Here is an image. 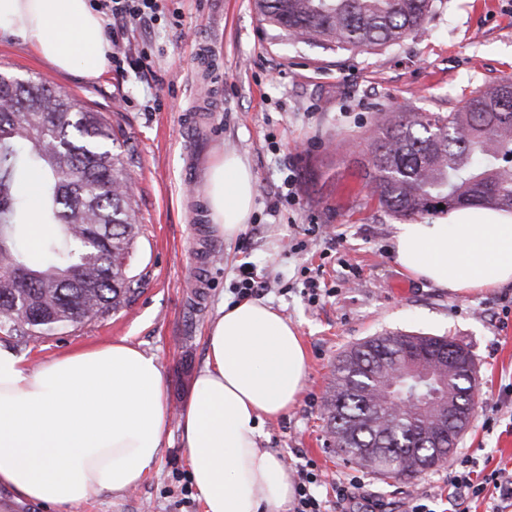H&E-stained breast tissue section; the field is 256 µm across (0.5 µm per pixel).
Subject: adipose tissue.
Returning a JSON list of instances; mask_svg holds the SVG:
<instances>
[{"label":"adipose tissue","instance_id":"1","mask_svg":"<svg viewBox=\"0 0 512 512\" xmlns=\"http://www.w3.org/2000/svg\"><path fill=\"white\" fill-rule=\"evenodd\" d=\"M88 0H0V37L34 46L65 72L100 77L111 51ZM255 176L239 154L206 174L215 231L235 238L253 211ZM404 272L467 295L512 284V214L466 207L448 218L395 227ZM207 356L179 415L204 512H288L285 460L261 447L264 421L299 396L307 356L296 329L271 304L219 309ZM163 372L155 355L120 340L30 366L0 344V485L16 499L74 507L100 492L139 485L161 452Z\"/></svg>","mask_w":512,"mask_h":512}]
</instances>
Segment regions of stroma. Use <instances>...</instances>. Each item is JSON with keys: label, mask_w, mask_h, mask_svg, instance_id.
<instances>
[{"label": "stroma", "mask_w": 512, "mask_h": 512, "mask_svg": "<svg viewBox=\"0 0 512 512\" xmlns=\"http://www.w3.org/2000/svg\"><path fill=\"white\" fill-rule=\"evenodd\" d=\"M122 68L97 79L59 73L26 43L0 38V70L42 76L80 96L123 131L111 149L132 155L129 177L143 226L131 258L139 281L130 304L88 327L41 340L0 332V343L31 364L127 339L160 361L167 420L158 461L137 487L102 491L76 507L16 500L0 487V512H204L194 492L179 414L206 357L205 336L224 303L239 299L242 272L265 282L261 297L296 327L307 373L296 404L265 422L264 447L289 470L313 462L317 492L361 480L366 498L404 512L426 495L448 507L451 461L469 456L512 469V287L457 295L403 272L393 253L396 216L370 197L368 138L382 112H457L512 76V0H443L421 37L373 53L322 51L276 37L254 0H160L150 28L125 29ZM211 51L222 82H204L196 52ZM148 60H140V53ZM197 112L192 134L187 113ZM246 157L256 179L250 221L232 240L211 227L205 175L224 153ZM204 266V287L188 285ZM389 333L448 336L478 369L473 415L445 462L415 478L391 480L325 446L324 405L340 356ZM498 416L494 431L485 420Z\"/></svg>", "instance_id": "35a3bbf8"}]
</instances>
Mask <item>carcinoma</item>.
Returning <instances> with one entry per match:
<instances>
[{"label":"carcinoma","instance_id":"obj_1","mask_svg":"<svg viewBox=\"0 0 512 512\" xmlns=\"http://www.w3.org/2000/svg\"><path fill=\"white\" fill-rule=\"evenodd\" d=\"M435 0H254L281 37L325 51L370 53L423 36ZM0 72V330L44 338L82 328L127 305L137 289L127 260L142 233L127 162L112 152L102 112L38 77L14 90ZM371 194L394 215L413 220L465 206L512 212V79L472 97L458 112H391L369 143ZM41 175V209L58 234L41 245L36 265L20 242L27 202L16 180ZM415 352L422 359L468 350L446 336L385 334L348 351L333 374L324 411L327 428L345 444L342 454L365 461L364 448H383L373 471L399 480L448 455L459 431L414 406L395 417L388 381L353 368V356L392 362ZM448 395L466 391V374L448 368ZM426 429L442 430L439 445H424Z\"/></svg>","mask_w":512,"mask_h":512}]
</instances>
